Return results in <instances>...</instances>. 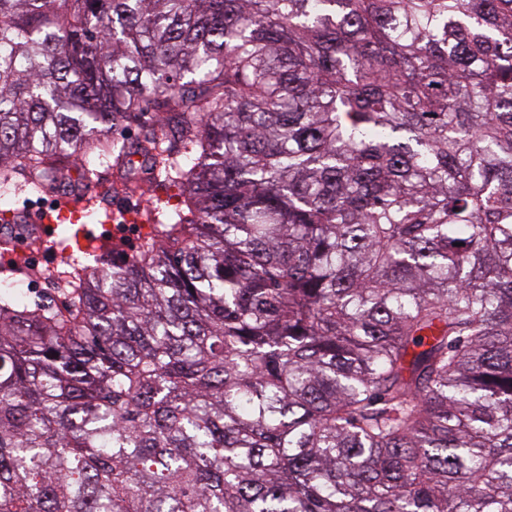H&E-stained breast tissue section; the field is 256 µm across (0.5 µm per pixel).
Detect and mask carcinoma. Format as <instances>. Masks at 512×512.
I'll return each instance as SVG.
<instances>
[{
	"mask_svg": "<svg viewBox=\"0 0 512 512\" xmlns=\"http://www.w3.org/2000/svg\"><path fill=\"white\" fill-rule=\"evenodd\" d=\"M131 125L183 201L0 293V512H512V0H0V179ZM123 196L124 195H121L115 198L112 196V223H101L100 220L103 219V217H100L98 221L91 223L90 227L97 236L112 238L113 241L121 240L125 255L132 256L135 255L145 243L151 229L149 223L145 220L139 223H126L120 209L113 211L114 202ZM107 224H112V233L105 227Z\"/></svg>",
	"mask_w": 512,
	"mask_h": 512,
	"instance_id": "carcinoma-1",
	"label": "carcinoma"
}]
</instances>
